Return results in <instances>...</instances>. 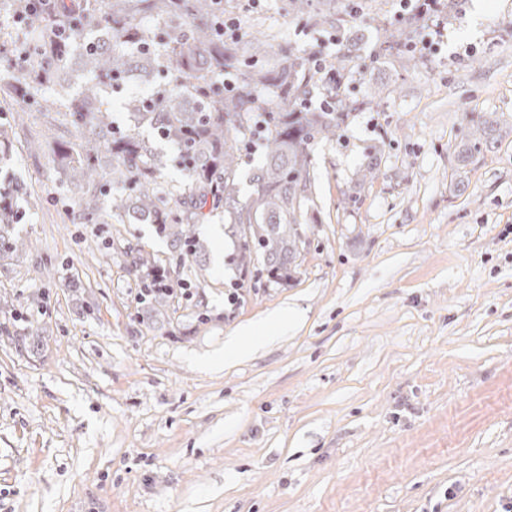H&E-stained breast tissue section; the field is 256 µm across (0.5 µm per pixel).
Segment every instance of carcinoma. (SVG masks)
I'll return each mask as SVG.
<instances>
[{"label": "carcinoma", "mask_w": 512, "mask_h": 512, "mask_svg": "<svg viewBox=\"0 0 512 512\" xmlns=\"http://www.w3.org/2000/svg\"><path fill=\"white\" fill-rule=\"evenodd\" d=\"M31 3L0 0L4 20L17 18L31 38L0 41V60L13 66L22 56L29 59L16 79L0 84V100L33 104L47 119L60 112L72 127L73 140L54 142L53 152L67 188L79 194L84 218L153 224L179 263L199 265L205 245L196 226L220 211L224 234L235 240L232 263L244 271L257 257L269 278L294 279L304 243L311 147L336 135L357 109L348 83L328 88L332 108L305 104L319 80L310 65L316 50L299 53L259 32L225 40L217 30V0H51L36 12ZM337 11L338 0H288V12L312 29L333 26ZM63 24L70 34L57 42L53 31ZM409 38L406 24H380L373 57L381 64L417 65L406 51ZM368 40L359 31L349 35L330 61L336 75L352 76L349 63ZM226 73L234 77L231 91L216 86V77ZM134 82L148 86V95L128 93ZM264 91L272 107L260 112ZM114 95L131 116L124 127L110 119ZM500 123L494 112L478 117L458 144L457 158L467 162L493 146ZM144 126L179 148L190 181H159L168 159L142 136ZM255 153L261 164L243 202L240 165ZM378 167V155H367L360 181L374 179ZM115 185L125 190L114 193ZM23 195L19 184H0V257L25 248L14 231ZM126 256L129 273L150 289V298L169 295L149 282L161 270L153 257L131 247Z\"/></svg>", "instance_id": "1"}]
</instances>
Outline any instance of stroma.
Listing matches in <instances>:
<instances>
[{"label": "stroma", "instance_id": "1", "mask_svg": "<svg viewBox=\"0 0 512 512\" xmlns=\"http://www.w3.org/2000/svg\"><path fill=\"white\" fill-rule=\"evenodd\" d=\"M255 0L290 46L331 55L382 0L316 31ZM418 66L353 62L357 112L313 145L308 245L294 280L236 276L224 216L197 233L187 294L140 303L122 253L175 265L149 224H91L28 109L0 173L22 182L31 247L0 260V512H512V0H457ZM494 148L454 158L470 118ZM380 155L373 182L357 173ZM233 364L224 343L284 309ZM44 326L37 351L9 339Z\"/></svg>", "mask_w": 512, "mask_h": 512}]
</instances>
